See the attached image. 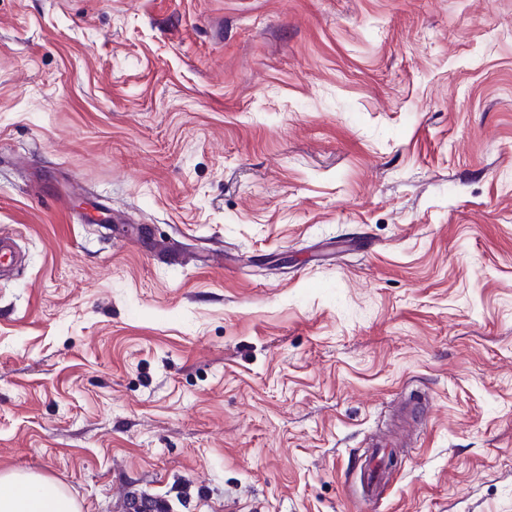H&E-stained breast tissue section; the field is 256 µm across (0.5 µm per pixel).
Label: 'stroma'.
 Masks as SVG:
<instances>
[{
    "mask_svg": "<svg viewBox=\"0 0 512 512\" xmlns=\"http://www.w3.org/2000/svg\"><path fill=\"white\" fill-rule=\"evenodd\" d=\"M1 234L0 472L512 512V0H0ZM397 446L396 440L391 436H384L372 444L370 455L366 459V464L361 472L363 490L367 496L376 500L383 486L387 467L388 450Z\"/></svg>",
    "mask_w": 512,
    "mask_h": 512,
    "instance_id": "1",
    "label": "stroma"
}]
</instances>
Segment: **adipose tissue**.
Returning a JSON list of instances; mask_svg holds the SVG:
<instances>
[{"label": "adipose tissue", "instance_id": "adipose-tissue-1", "mask_svg": "<svg viewBox=\"0 0 512 512\" xmlns=\"http://www.w3.org/2000/svg\"><path fill=\"white\" fill-rule=\"evenodd\" d=\"M0 512H80L74 498L50 490L40 475L23 471L0 473Z\"/></svg>", "mask_w": 512, "mask_h": 512}]
</instances>
